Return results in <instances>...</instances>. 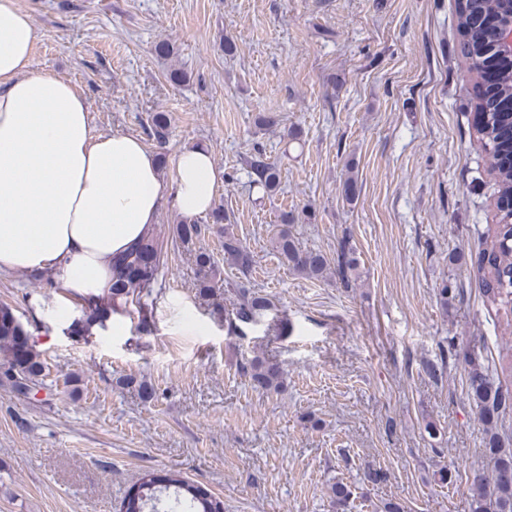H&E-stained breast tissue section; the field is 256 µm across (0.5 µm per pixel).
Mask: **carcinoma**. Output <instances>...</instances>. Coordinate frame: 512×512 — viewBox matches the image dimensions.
Returning <instances> with one entry per match:
<instances>
[{
	"label": "carcinoma",
	"instance_id": "1",
	"mask_svg": "<svg viewBox=\"0 0 512 512\" xmlns=\"http://www.w3.org/2000/svg\"><path fill=\"white\" fill-rule=\"evenodd\" d=\"M494 12L501 19L512 18L500 0H460L458 5L461 52L471 60L472 70L482 77L484 66L494 56L496 34L490 29L475 28L470 20L478 14ZM495 101H485L486 120L478 131L481 144L488 155L490 170L494 174L498 197L512 196V168L498 165V155L512 152L502 134L512 127V63L502 60L497 68ZM168 120L164 113L151 117V136L163 144L168 135ZM255 178L252 183L262 193L271 196L277 190L281 172L279 167L263 154L251 161ZM294 217L284 211L280 215V228L272 238L273 249L283 265L308 279H321L328 274L336 276L343 287L350 285L352 275L358 270L359 259L347 241L336 249V265L320 251L304 250L292 234L289 224ZM216 232L222 238L224 263L236 268L242 278H247L253 268V256L234 231V225L218 205L210 211L205 221L180 223L175 226L174 237L187 247L194 245L206 234ZM485 247L476 261L484 302L512 317V215L503 214L498 223L487 226ZM165 265L163 246L151 235L112 264V288L104 296L87 297L89 312L73 323L74 334L84 336L90 329L103 323L108 315L118 314L129 305L145 306L144 299L155 291ZM197 288L201 296L212 298L218 288L219 273L212 256L203 250L196 253ZM272 300L251 288L237 289L236 303L224 311L229 324L253 320L272 310ZM44 362L27 331L18 321L7 303H0V376L11 381L18 392L44 386ZM468 397L485 429L483 454L492 466L488 475L478 474L472 482L471 512H512V450L501 443L498 424L512 411V391L504 386L501 377L512 378V348L499 355V366L485 363L481 356L465 358ZM239 371L250 377L253 385L266 392H278L283 387L281 367L265 358L256 356L239 365ZM173 489L174 498L169 502L170 512H223L221 500L208 490L195 485L178 472L158 476L145 472L139 483L131 487L123 500L121 512H148L158 501L157 493ZM352 491L338 481L330 487V499L336 512H347Z\"/></svg>",
	"mask_w": 512,
	"mask_h": 512
}]
</instances>
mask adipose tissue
<instances>
[{
    "label": "adipose tissue",
    "instance_id": "ef3b65f1",
    "mask_svg": "<svg viewBox=\"0 0 512 512\" xmlns=\"http://www.w3.org/2000/svg\"><path fill=\"white\" fill-rule=\"evenodd\" d=\"M36 29L0 0V272L54 275L100 294L112 259L137 245L164 204L191 219L216 185L210 152L183 149L172 171L128 133L92 134L87 99L30 70Z\"/></svg>",
    "mask_w": 512,
    "mask_h": 512
}]
</instances>
